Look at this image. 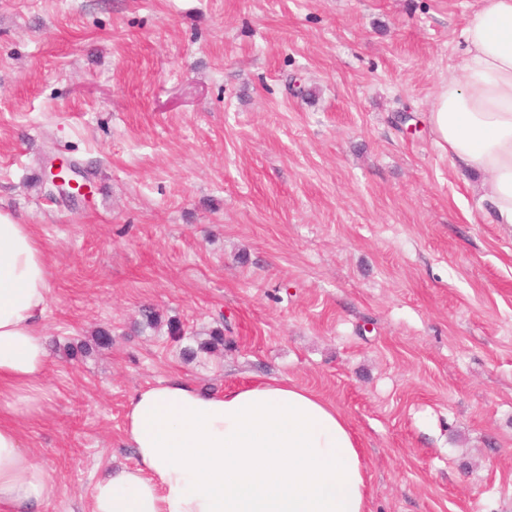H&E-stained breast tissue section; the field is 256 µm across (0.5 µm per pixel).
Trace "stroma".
Listing matches in <instances>:
<instances>
[{
    "label": "stroma",
    "mask_w": 512,
    "mask_h": 512,
    "mask_svg": "<svg viewBox=\"0 0 512 512\" xmlns=\"http://www.w3.org/2000/svg\"><path fill=\"white\" fill-rule=\"evenodd\" d=\"M480 2L0 0V210L51 257L43 512H89L135 463L130 395L173 377L336 404L370 512H512V226L426 120ZM80 171L70 163H60L58 165H51L49 173L47 174V183L58 190L60 193L67 195L74 199L77 195H86L89 193L88 185L86 183L87 178L83 176L85 183L80 184L75 178V175H80ZM68 186L73 190H77L76 193L66 191L65 187Z\"/></svg>",
    "instance_id": "35a3bbf8"
}]
</instances>
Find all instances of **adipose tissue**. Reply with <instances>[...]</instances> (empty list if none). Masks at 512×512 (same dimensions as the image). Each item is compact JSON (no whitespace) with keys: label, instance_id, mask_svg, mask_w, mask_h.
<instances>
[{"label":"adipose tissue","instance_id":"adipose-tissue-1","mask_svg":"<svg viewBox=\"0 0 512 512\" xmlns=\"http://www.w3.org/2000/svg\"><path fill=\"white\" fill-rule=\"evenodd\" d=\"M464 38L460 74L439 86L429 121L452 167L482 175L490 222L512 225V0H483ZM48 294V252L1 211L0 512H41L55 485L19 429L51 401ZM124 434L136 462L91 486L90 512H370L347 418L287 380L222 393L163 380L129 398Z\"/></svg>","mask_w":512,"mask_h":512}]
</instances>
